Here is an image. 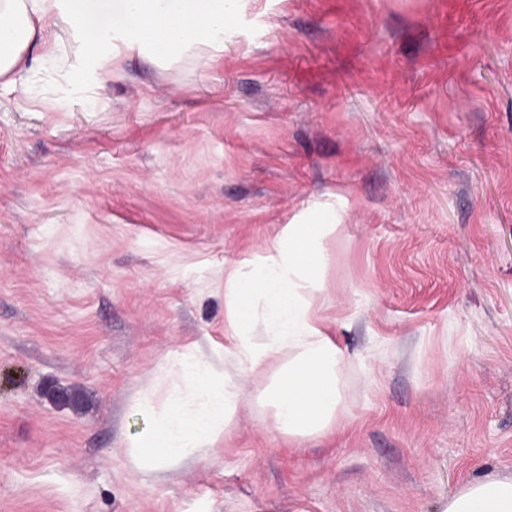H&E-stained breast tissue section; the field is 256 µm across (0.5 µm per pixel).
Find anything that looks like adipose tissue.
Wrapping results in <instances>:
<instances>
[{"instance_id":"adipose-tissue-1","label":"adipose tissue","mask_w":512,"mask_h":512,"mask_svg":"<svg viewBox=\"0 0 512 512\" xmlns=\"http://www.w3.org/2000/svg\"><path fill=\"white\" fill-rule=\"evenodd\" d=\"M124 39L86 24L74 0L52 10L46 0H0V85L15 86L34 68L33 47L44 57L55 55L51 32L69 24L82 45L105 48L108 56L121 42L150 45L163 58L178 60L214 46L224 35L227 0H125ZM295 255L271 259L254 274L236 268L224 271L235 345L228 353L230 370L216 369L206 356L193 367L172 365L182 387L169 408L152 416L149 430L127 450L132 467L149 476L162 468L195 458L201 449L225 439L243 398L241 378L260 368L277 374L267 399L271 428L297 442L322 437L340 425V378L346 367L344 352L315 315L320 283L313 277L292 275ZM264 304L273 332L254 343L250 334L257 304ZM446 512H512V480L470 481L448 500Z\"/></svg>"}]
</instances>
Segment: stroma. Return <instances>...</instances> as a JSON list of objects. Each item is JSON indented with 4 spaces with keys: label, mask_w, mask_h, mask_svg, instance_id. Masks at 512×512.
Listing matches in <instances>:
<instances>
[{
    "label": "stroma",
    "mask_w": 512,
    "mask_h": 512,
    "mask_svg": "<svg viewBox=\"0 0 512 512\" xmlns=\"http://www.w3.org/2000/svg\"><path fill=\"white\" fill-rule=\"evenodd\" d=\"M55 36L0 89V512H445L512 478V0H236L168 63ZM333 224L342 422L231 435L148 478L162 369L233 348L224 270Z\"/></svg>",
    "instance_id": "obj_1"
}]
</instances>
